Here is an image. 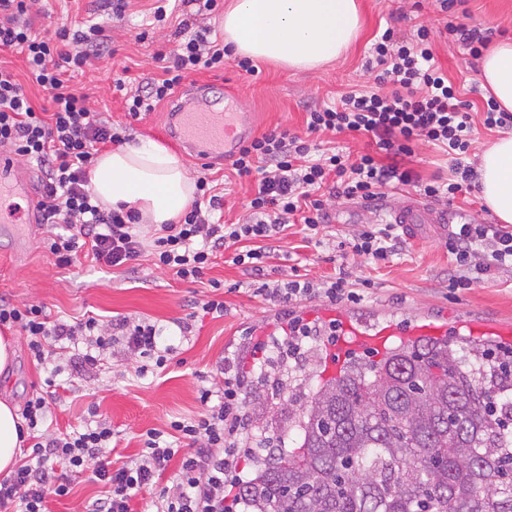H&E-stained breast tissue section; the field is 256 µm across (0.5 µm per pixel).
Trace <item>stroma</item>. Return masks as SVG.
Returning a JSON list of instances; mask_svg holds the SVG:
<instances>
[{"instance_id": "35a3bbf8", "label": "stroma", "mask_w": 512, "mask_h": 512, "mask_svg": "<svg viewBox=\"0 0 512 512\" xmlns=\"http://www.w3.org/2000/svg\"><path fill=\"white\" fill-rule=\"evenodd\" d=\"M364 27L354 45L336 62L314 72L284 69L271 62L259 63L258 76L245 75L234 60H226L223 70L198 72L196 79L210 82L218 91L232 90L241 109L249 115L250 136L275 127L302 132L306 129V108L329 103L347 92L375 86L374 73L363 63L376 37L386 27L410 35L419 26L435 31L433 51L438 65L459 88L461 98L474 110H481L488 97L482 89L479 71L470 65L468 48L442 34L445 23L490 27L495 39L512 38V0H459L449 11H441L437 0H425L423 9H415V0H359ZM153 0H128L124 19L113 21L112 41L117 53L94 62L76 73L71 89L85 94L89 107L116 123L130 124V142L159 140L158 129L166 119V104H159L141 119L128 120L123 99L114 91L116 72L127 71L128 91H135L140 80L156 74L155 50H172L176 41L174 25L155 33V43H138L139 28L152 21ZM99 0H45L33 15V29L41 32L58 23L72 25L100 21ZM192 177L208 176L225 186L223 218L235 222L246 218L251 198L248 180L231 173L227 160H213L203 167L186 150H179ZM403 191L387 192V207L372 210L343 199L333 205L332 222L320 240L310 239L304 225L289 228L278 250L267 261V279L327 280L345 274L356 300L340 304L347 313L370 323L393 319L411 322L426 319L447 323L449 337L463 332L468 320L484 323H512V269H502L472 287L450 288L448 270L451 260L444 239L431 236L406 239L398 254L373 261L347 253L345 245L370 224H383L388 208L403 200ZM19 222L14 236L0 237V295L16 304L42 303L50 320L71 322L93 316L104 328L123 317L147 318L162 325L186 317L185 301L219 298L224 315H201L191 319L186 335L163 336V343L175 351L165 369L149 368L140 373L144 360L127 347L114 345L104 350L101 368L84 376L80 393L67 394L64 404L51 406L45 423L52 432L66 431L88 423L89 407H97L110 422L115 447V462L139 453L148 430L169 432L171 421L190 418L200 409L198 389L206 384L221 386L218 371L222 357L250 354L254 345L269 341L274 327L283 318L281 306L257 294L251 276L240 267L217 257L207 282H189L171 271L157 268L150 257H142L135 270L100 267L83 260L61 269L53 265L43 243H30L31 230L26 222L27 204L15 199ZM216 279L221 289H213ZM188 317V316H187ZM16 363L8 374H0V400L16 406L36 392L45 391L49 369L31 360L25 337L17 339ZM252 386L262 387V400H247L246 412L252 427L266 429L271 436H283L285 448H294L297 430L288 426L280 413L282 395L260 384L252 374Z\"/></svg>"}]
</instances>
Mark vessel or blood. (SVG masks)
I'll return each mask as SVG.
<instances>
[{"mask_svg":"<svg viewBox=\"0 0 512 512\" xmlns=\"http://www.w3.org/2000/svg\"><path fill=\"white\" fill-rule=\"evenodd\" d=\"M240 105L224 97H202L198 109L179 104L168 107L167 120L161 131L162 136L180 146H188L194 155L203 159L222 155L234 157L245 140L244 133L238 132L242 122ZM14 165L0 158V192H11L24 198L28 203L31 218H38L39 197L30 180L13 178ZM393 223L398 224L410 237L421 235L426 227H433L439 236H447L452 224L457 223L456 213L446 207L422 203L409 199L392 207ZM327 321L336 324V340L328 347L327 357L322 364V373L327 377L340 374L347 355L356 350L385 351L392 338L406 340L416 336H441L445 330L432 323H416L402 326L388 323L379 327H367L357 320L343 316L340 312H325Z\"/></svg>","mask_w":512,"mask_h":512,"instance_id":"b4317fda","label":"vessel or blood"}]
</instances>
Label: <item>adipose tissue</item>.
Instances as JSON below:
<instances>
[{
  "mask_svg": "<svg viewBox=\"0 0 512 512\" xmlns=\"http://www.w3.org/2000/svg\"><path fill=\"white\" fill-rule=\"evenodd\" d=\"M233 56L272 61L297 70H317L339 59L358 38V0H232L221 21ZM481 85L500 110L512 112V39L499 41L481 59ZM91 182L107 207L134 206L145 224H175L195 190L180 157L153 141L101 153ZM480 196L501 223L512 224V134L500 137L482 155ZM17 407L0 401V473L19 456Z\"/></svg>",
  "mask_w": 512,
  "mask_h": 512,
  "instance_id": "obj_1",
  "label": "adipose tissue"
}]
</instances>
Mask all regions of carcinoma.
<instances>
[{
	"mask_svg": "<svg viewBox=\"0 0 512 512\" xmlns=\"http://www.w3.org/2000/svg\"><path fill=\"white\" fill-rule=\"evenodd\" d=\"M277 369L290 390L307 379ZM283 410L298 447L257 456L244 512H512V349L401 342Z\"/></svg>",
	"mask_w": 512,
	"mask_h": 512,
	"instance_id": "obj_1",
	"label": "carcinoma"
}]
</instances>
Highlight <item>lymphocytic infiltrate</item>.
<instances>
[{
  "label": "lymphocytic infiltrate",
  "mask_w": 512,
  "mask_h": 512,
  "mask_svg": "<svg viewBox=\"0 0 512 512\" xmlns=\"http://www.w3.org/2000/svg\"><path fill=\"white\" fill-rule=\"evenodd\" d=\"M37 0H0V49L17 50L26 60L27 81L0 67V147L14 158L36 163L41 172L39 224L43 244L64 269L78 257L104 267L136 263L151 254L155 266L173 271L182 280L202 281L218 254L231 252V261L249 276L260 278L258 291L281 306L297 298L322 294L336 301L348 294L346 277L322 283L310 280L263 282L265 263L289 225L302 224L320 233L330 222L334 198L374 204L386 190H412L432 199H453L470 189L477 178L465 159L472 146L470 114L465 103L434 62L431 31L419 27L413 37L386 28L367 62L377 73L375 90L341 97L339 103L310 109L306 132L274 128L245 142L232 162L239 177L254 178L249 214L239 224L210 221L222 210L224 198L207 178H198L195 198L176 224L154 226L151 236L141 231L134 208H104L91 185L90 172L107 147L123 143L126 128L91 111L85 95L70 91L72 73L94 60L115 55L104 24L55 27L39 36L32 32L30 15ZM209 27H192L179 21L178 44L169 52L153 55L160 72L132 94L116 79L124 109L132 119L153 111L173 95L192 73L223 69L230 51L212 41ZM41 88L49 106H36L27 84ZM362 135L376 146L375 153L352 157L321 151L316 135ZM426 142L454 154V176L448 183L421 181L407 164L418 143ZM403 240L394 225L370 226L355 234L352 253L376 260L401 248ZM453 257L451 287L468 288L496 270L512 266V230L499 224H462L448 235ZM0 326L23 333L31 357L44 363L59 342L82 341L83 350L66 360L73 375L99 365L111 342L121 341L164 367L171 347L160 344L158 324L122 319L104 331L95 317L68 323L50 320L43 305L20 306L0 298ZM221 388L198 389L200 409L186 420L170 424L173 440L163 432L148 431L136 456L113 467L112 426L103 416L93 423L59 434L43 429L48 408L46 394L32 395L22 416L33 441L26 461L0 479V512H47L48 497H64L73 476L89 471L108 485L106 495L83 503L80 512H132L131 503L145 489H154L155 512H225L231 492L228 472L239 467L245 455L237 448L247 433L244 404L250 393V370L242 358H223ZM175 466L172 486L156 487L155 478Z\"/></svg>",
  "instance_id": "lymphocytic-infiltrate-1"
}]
</instances>
